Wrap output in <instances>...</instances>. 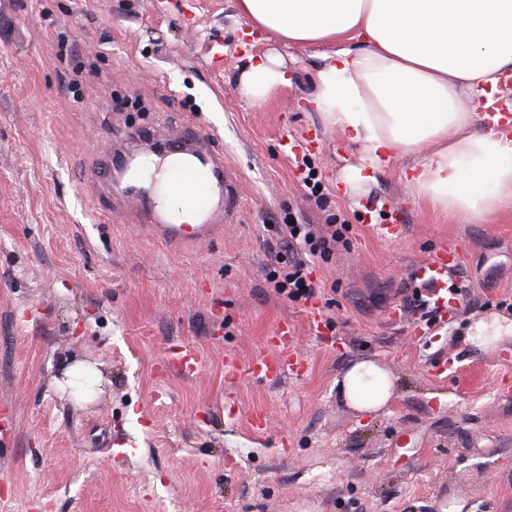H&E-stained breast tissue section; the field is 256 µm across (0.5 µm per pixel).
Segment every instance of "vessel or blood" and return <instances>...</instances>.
Wrapping results in <instances>:
<instances>
[{"instance_id":"obj_1","label":"vessel or blood","mask_w":512,"mask_h":512,"mask_svg":"<svg viewBox=\"0 0 512 512\" xmlns=\"http://www.w3.org/2000/svg\"><path fill=\"white\" fill-rule=\"evenodd\" d=\"M88 173L99 188L123 196L125 217L165 246H189L223 237L224 222L238 206L236 180L224 166L223 152L209 137L192 128L176 131L158 126L128 136L124 150L96 161ZM162 183L171 196L191 209L193 223H182L179 210L155 204ZM460 262L458 244L443 242L415 271L416 279L426 287L424 295L429 305L445 315L456 306V294L447 285L448 270ZM202 366L200 351L184 342L169 349L163 371L190 379ZM226 367L233 374L243 367L255 380L275 381L301 375L306 363L296 349L290 328L283 324L267 337L264 351L246 365L231 358Z\"/></svg>"}]
</instances>
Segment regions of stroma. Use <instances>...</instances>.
Here are the masks:
<instances>
[{"label":"stroma","mask_w":512,"mask_h":512,"mask_svg":"<svg viewBox=\"0 0 512 512\" xmlns=\"http://www.w3.org/2000/svg\"><path fill=\"white\" fill-rule=\"evenodd\" d=\"M67 27L60 48L54 31ZM236 0H0V496L9 512H512V335L491 350L470 325L512 318V210L462 224L413 202L402 166L357 194L343 169L358 154L326 130L306 95L320 48L280 53L290 86L256 105L239 92L246 55ZM77 86H69L70 76ZM160 123L213 134L237 177L238 214L224 236L169 250L112 210L85 168L128 133ZM324 185L318 207L283 137ZM405 224L387 241L363 204ZM343 224L346 245L315 260L324 319L265 278L272 225ZM462 247L450 283L468 290L456 316L426 326L390 317L419 285L438 241ZM289 323L307 371L260 382L225 372ZM194 344V378L162 376L169 346ZM369 359L394 394L366 417L338 382ZM447 361L448 375L433 366ZM92 366L91 392L62 388ZM268 414L253 433L252 412Z\"/></svg>","instance_id":"1"}]
</instances>
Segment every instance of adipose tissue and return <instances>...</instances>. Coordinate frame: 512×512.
<instances>
[{"mask_svg":"<svg viewBox=\"0 0 512 512\" xmlns=\"http://www.w3.org/2000/svg\"><path fill=\"white\" fill-rule=\"evenodd\" d=\"M243 25L272 42L322 47L311 101L324 127L360 152L352 190L399 160L414 200L463 223L512 208V121L485 127L484 102L512 78V0H236ZM276 54L239 77L253 104L289 85ZM470 89L461 97L458 85ZM392 374L354 362L341 392L361 413L383 409Z\"/></svg>","mask_w":512,"mask_h":512,"instance_id":"obj_1","label":"adipose tissue"}]
</instances>
